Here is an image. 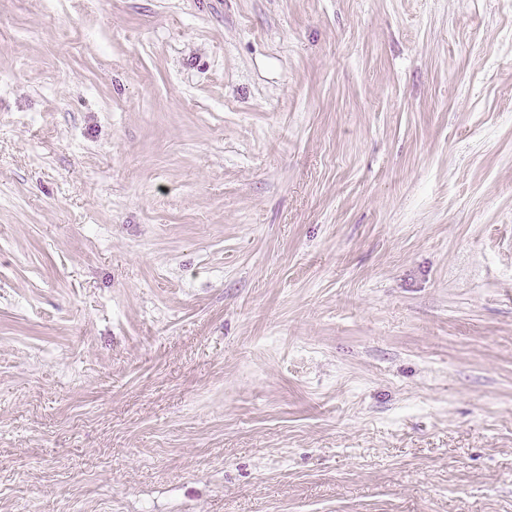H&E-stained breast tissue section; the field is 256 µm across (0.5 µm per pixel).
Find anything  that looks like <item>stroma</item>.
I'll use <instances>...</instances> for the list:
<instances>
[{
	"label": "stroma",
	"mask_w": 512,
	"mask_h": 512,
	"mask_svg": "<svg viewBox=\"0 0 512 512\" xmlns=\"http://www.w3.org/2000/svg\"><path fill=\"white\" fill-rule=\"evenodd\" d=\"M0 512H512V0H0Z\"/></svg>",
	"instance_id": "35a3bbf8"
}]
</instances>
